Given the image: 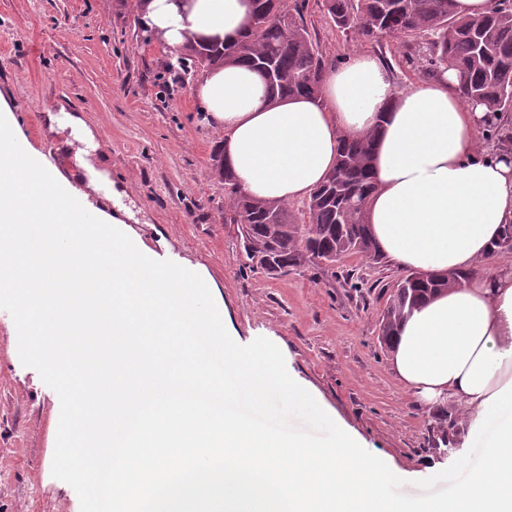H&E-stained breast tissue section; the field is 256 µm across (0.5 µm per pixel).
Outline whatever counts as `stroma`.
Returning a JSON list of instances; mask_svg holds the SVG:
<instances>
[{"label":"stroma","instance_id":"stroma-1","mask_svg":"<svg viewBox=\"0 0 512 512\" xmlns=\"http://www.w3.org/2000/svg\"><path fill=\"white\" fill-rule=\"evenodd\" d=\"M304 17L329 66L367 52L392 63L398 87L428 81L400 41L347 39L323 0H307ZM172 56L135 0H0V95L28 144L53 152L44 113H83L107 143L139 232L160 258H189L216 282L234 348L272 339L277 370L357 432L364 454L396 468L394 502L447 503L468 420L455 403H419L391 369L378 320L402 269L357 254L331 271L305 266L272 278L249 268L237 226L224 221V184L214 171L224 134L195 99L198 73L167 74ZM7 323L0 316V512L24 502L30 512H89L88 483L51 446L52 413L70 401L50 399L39 360L22 357Z\"/></svg>","mask_w":512,"mask_h":512}]
</instances>
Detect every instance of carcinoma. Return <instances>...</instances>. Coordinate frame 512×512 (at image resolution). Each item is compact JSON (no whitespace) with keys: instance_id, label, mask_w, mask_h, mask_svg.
I'll list each match as a JSON object with an SVG mask.
<instances>
[{"instance_id":"obj_1","label":"carcinoma","mask_w":512,"mask_h":512,"mask_svg":"<svg viewBox=\"0 0 512 512\" xmlns=\"http://www.w3.org/2000/svg\"><path fill=\"white\" fill-rule=\"evenodd\" d=\"M346 37L370 41L395 37L416 49L426 71L452 66L460 74L462 98L490 112H512V0H490L488 11L461 17L454 0H323ZM192 66L244 64L260 73L267 94L315 98L327 66L302 14L288 0H253L247 33L222 45L189 49ZM375 134L343 136L336 165L313 191L297 218L290 205L258 200L219 163L224 180V223L238 226L246 259L270 277L290 268H330L348 255L381 258L365 218L374 189L371 158ZM452 279L412 272L396 282L381 320V341L392 343L398 327L418 305L448 290Z\"/></svg>"}]
</instances>
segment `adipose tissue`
Returning a JSON list of instances; mask_svg holds the SVG:
<instances>
[{"mask_svg":"<svg viewBox=\"0 0 512 512\" xmlns=\"http://www.w3.org/2000/svg\"><path fill=\"white\" fill-rule=\"evenodd\" d=\"M137 7L154 36L175 50L236 41L251 12L250 0H137ZM460 83L448 67L429 83L400 90L381 58L359 52L326 71L315 99L269 97L260 74L237 64L209 67L195 95L210 123L224 131L225 163L245 192L261 200L308 197L334 166L340 136L376 132L366 218L382 254L401 269L466 275L404 319L391 368L406 394L425 403L454 401L471 418L470 467L448 512H512V494L492 506L482 494L512 481V264L490 262L512 229V150L479 143V131L502 118L463 100ZM46 128L63 135L82 180L72 181L28 148L0 98V307L16 313L9 336L42 358L60 394L76 399L77 411L52 419L61 434L58 448L82 460L75 477L94 491L107 486L120 507L140 498L144 484L127 480L126 457L105 460L101 427L111 426L122 447L144 448L194 402L198 426L191 437L202 454L223 457L224 465L179 478L177 488L205 494L242 487L226 450L249 433L276 451L257 479L266 496L328 495L339 507L353 500L361 512H385L386 489L398 476L393 465L364 455L360 437L312 391L276 371L268 354L251 360L224 350L216 283L200 264L161 261L131 226L126 192L102 163L106 145L98 132L76 113L48 115ZM69 203L95 208L94 231L55 224L57 205ZM25 250L65 267L68 281L50 283L6 266ZM90 268L105 287L82 300L85 328H99L98 313L109 308L142 369L169 362L165 393L146 398L133 386L101 397L86 380L93 360L63 358L32 343V336L56 335L70 322L74 288ZM184 385L194 388L193 400L179 395ZM273 393L328 427L334 441L310 443L241 412V404Z\"/></svg>","mask_w":512,"mask_h":512,"instance_id":"1","label":"adipose tissue"}]
</instances>
